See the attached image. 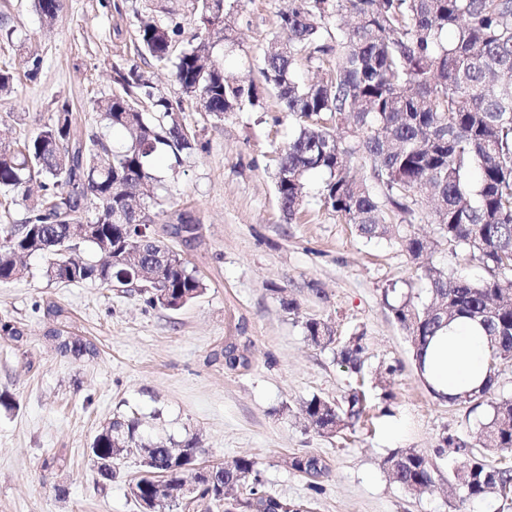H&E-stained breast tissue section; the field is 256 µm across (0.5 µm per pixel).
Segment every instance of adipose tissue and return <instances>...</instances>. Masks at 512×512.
I'll use <instances>...</instances> for the list:
<instances>
[{
  "instance_id": "1",
  "label": "adipose tissue",
  "mask_w": 512,
  "mask_h": 512,
  "mask_svg": "<svg viewBox=\"0 0 512 512\" xmlns=\"http://www.w3.org/2000/svg\"><path fill=\"white\" fill-rule=\"evenodd\" d=\"M484 362L481 332L471 324L456 322L436 338L426 358V376L442 391L467 389L482 380Z\"/></svg>"
}]
</instances>
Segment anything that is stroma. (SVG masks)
Masks as SVG:
<instances>
[{
    "instance_id": "1",
    "label": "stroma",
    "mask_w": 512,
    "mask_h": 512,
    "mask_svg": "<svg viewBox=\"0 0 512 512\" xmlns=\"http://www.w3.org/2000/svg\"><path fill=\"white\" fill-rule=\"evenodd\" d=\"M287 6L241 0L232 16L235 39L212 42L213 60L260 79L263 49L281 35L279 13ZM193 7L194 0H62L49 29L35 0H0V68L14 76L13 93L0 96V143L33 136L64 102L76 136L120 143L96 112L97 101L117 88V67L149 72L161 94L182 101L171 66L139 55L137 27L146 14L181 24L179 45L188 47L199 33ZM183 119L199 147L180 167L160 163L157 174L165 210L197 221L198 237L181 253L206 284L202 296L167 310L96 281L55 283L39 255L28 258L29 275L0 283V319L24 332L18 342L0 337V394L14 404L0 407V512H140L128 494L137 459H124L122 477L107 484L89 466L94 436L118 415L139 417L145 433L167 444L197 436L203 462L252 457L269 493L311 503L312 512H454L447 478L468 461L480 416L432 397L416 373L408 333L385 303L389 290L424 294L416 264L386 242H366L321 207L323 175L309 176L307 205L286 220L272 157L293 126L274 93L259 108L221 118L185 103ZM287 299L297 311L284 307ZM50 301L96 344V358L59 353L44 315ZM310 317L343 336L364 332L361 373L341 365L335 346L307 341ZM231 341L248 367H225L221 352ZM390 365L394 374L379 381ZM360 379L366 410L353 426L333 436L306 426L304 402L343 399ZM449 435L463 447H443ZM403 448L438 465L431 491L414 493L389 478L385 460ZM301 452L328 465L319 490L290 466Z\"/></svg>"
}]
</instances>
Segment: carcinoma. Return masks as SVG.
<instances>
[{
  "label": "carcinoma",
  "instance_id": "1",
  "mask_svg": "<svg viewBox=\"0 0 512 512\" xmlns=\"http://www.w3.org/2000/svg\"><path fill=\"white\" fill-rule=\"evenodd\" d=\"M240 0H196L195 20L208 32L231 40L230 16ZM44 23L51 25L61 0H36ZM338 17L346 26H331ZM285 41L264 49L263 83L227 75L208 62L209 44L176 50L181 26L140 20L141 56L159 64L172 63L183 95L205 111L226 113L255 107L274 92L294 124L288 145L278 152L275 187L282 212L296 219L306 202L305 177L327 175L320 205L354 226L366 240H384L421 258L441 243L448 246V268L421 267L428 282L427 300L406 296L389 304L394 319L409 332L418 377L430 394L442 401L485 408L474 442L451 436L443 443L471 448L464 469L448 479V488L461 491L460 502L490 494H512V396L498 394L501 368L512 365V0H288L280 12ZM336 66L316 82L303 84L295 64L325 62ZM120 91L96 103L102 119L124 133L114 148L97 136L86 140L72 133L69 104L58 107L50 122L17 149L0 146V187L19 189L39 183L41 194L18 224L0 226V283L29 273L16 249L48 259L45 275L59 283L98 281L110 288H138L151 307L180 309L206 290L197 272L168 240L178 225L193 224L187 212L177 223L160 221L167 215L157 189L156 162L166 156L181 164L193 149L195 135L183 133V112L154 91L145 72L132 67L115 80ZM354 161L369 175H350ZM430 192L434 208L429 223L437 238L416 235L411 227L425 220L421 193ZM94 211L96 235L85 240L93 250L108 243L126 249L141 235L140 224H154L146 251L167 252L172 265L158 282L143 279L121 263L76 260L58 252L54 236L66 225L83 223ZM476 260L487 276L472 282L456 275L453 264ZM45 316L53 323L48 335L65 337L63 354L98 355L96 345L71 335L72 322L61 306L49 303ZM477 324L487 343L482 383L446 394L426 379L425 360L435 336L452 323ZM306 338L317 346L336 345L341 362L361 371L364 335L337 336L326 322H303ZM225 365L236 370L248 359L230 342L222 351ZM362 394L354 390L342 400L318 396L305 402L302 415L319 431L337 433L360 417ZM130 437L126 448L112 447V435ZM189 451L185 477L198 450L192 436L175 443ZM90 454L112 466L93 472L104 483L119 478L121 461L146 455L145 470L164 472L172 453L152 445L140 432L136 417L118 416L94 437ZM497 455L493 466L489 457ZM385 465L394 482L406 489L434 487L435 464L423 452L405 448L393 452ZM291 468L312 479L327 469L325 460L304 452L291 458ZM218 477L224 500L206 488L200 502L223 512H249L271 502L262 485L257 462L235 457L222 463Z\"/></svg>",
  "mask_w": 512,
  "mask_h": 512
}]
</instances>
